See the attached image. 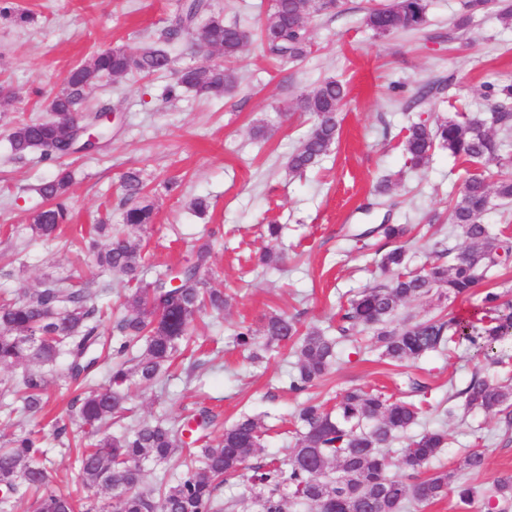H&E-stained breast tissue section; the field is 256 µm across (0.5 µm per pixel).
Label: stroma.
I'll return each instance as SVG.
<instances>
[{
	"label": "stroma",
	"mask_w": 512,
	"mask_h": 512,
	"mask_svg": "<svg viewBox=\"0 0 512 512\" xmlns=\"http://www.w3.org/2000/svg\"><path fill=\"white\" fill-rule=\"evenodd\" d=\"M379 2L343 0L337 13L313 17L312 51L299 63L277 62L258 42L249 43L233 64L236 91L220 100L186 89L167 97L176 70L223 61L215 53L185 54L178 45L170 49L172 70L101 80L90 89L88 105L113 110L112 137L94 153L66 157L73 177L71 221L56 237L32 241L25 227L44 208L38 188L53 177L56 165L37 152L21 159L12 155L9 129L22 120L48 118L47 101L73 66L105 49L136 51L158 37L177 0H14L30 20L0 18V87L13 97L0 108V293L19 297L67 274L99 303L112 306L114 316L122 315L117 279L97 270L82 238L94 224H119L122 177L140 171L146 184L141 200L153 205L154 221L129 235L141 244L146 264L177 267L210 244V285L232 300L223 313L196 316L194 351L179 359L169 379L133 390L135 410L179 425L206 408L219 431L241 413L258 414L265 424L264 459H284L295 443L292 415L302 401L286 382L295 357L286 347L251 360L233 342L237 327L260 333L271 314L281 313L301 327L326 328L341 303L382 278L373 264L380 240L364 237V230L412 225V263L421 267L439 240L466 245L461 234L442 233L448 201L463 179L476 172L496 179L495 163L469 165L439 148L424 168L411 169L401 141L411 123L487 112V87L512 83V25L502 23L492 7L460 28L463 0H428L423 29L376 37L364 16ZM327 78L342 80L348 91L337 114L336 143L319 165L289 173L288 156L310 124L297 109L299 97ZM426 84L433 92L417 97ZM260 125L267 126V138L254 137ZM386 176L392 189L378 194ZM171 179L180 184L173 193L164 188ZM199 196L210 203L203 216L190 209ZM270 224L283 225L279 240L267 237ZM265 249L285 254V263L258 265ZM476 304L473 298L409 301L399 315L411 321L463 316ZM493 371L464 346L398 365L370 352L341 358L310 394L331 407L337 394L355 385L399 398L413 378L427 386L426 401L435 406L472 376ZM48 397L45 410L23 426L50 437V487L76 489L74 452L51 438L71 399L69 383L51 379ZM442 427L448 443L438 466L456 469L477 448L485 465L471 475L473 485L483 489L512 476V434L504 433L496 416L458 410Z\"/></svg>",
	"instance_id": "obj_1"
}]
</instances>
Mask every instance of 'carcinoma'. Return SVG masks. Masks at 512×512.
Segmentation results:
<instances>
[{
  "instance_id": "obj_1",
  "label": "carcinoma",
  "mask_w": 512,
  "mask_h": 512,
  "mask_svg": "<svg viewBox=\"0 0 512 512\" xmlns=\"http://www.w3.org/2000/svg\"><path fill=\"white\" fill-rule=\"evenodd\" d=\"M341 0H272L260 22L258 39L281 62L304 59L311 52L309 20L330 14ZM426 0H390L367 10L364 22L376 37L397 31H415L427 22ZM0 18L26 23L29 16L16 10L12 0H0ZM250 41V33L211 10L209 0H179L171 24L158 41L136 52L105 50L73 67L63 87L48 102L51 118L26 120L9 129L12 153L22 158L39 151L43 159L58 163L55 175L39 192L47 201L25 230L32 240L49 239L70 219L67 202L69 171L55 156L66 128L84 121L94 125L99 113L85 109L88 90L105 77L150 76L171 68L167 45L181 43L193 53L206 46L224 57V64L186 67L177 71L175 93L184 88L206 98H220L237 88L229 63L238 59ZM347 95L345 84L329 78L301 94L298 109L313 117L288 159V170L301 173L328 155L336 141L337 112ZM512 133V84L498 88L490 116L466 112L430 126L415 122L406 128L403 149L410 164L428 163L437 148L472 163L494 162L497 181L481 174L468 176L448 206V221L468 241L459 253L435 244L437 260L422 270L410 268L405 238L407 224H380L360 233L377 234L385 241L377 266L388 280L358 292L339 312L336 335L318 327L302 331L283 314L267 319L263 337L242 327L234 336L237 346L253 360L259 352L291 344L297 357L288 375V390L304 393L316 386L339 361V347L349 343L360 350L358 335L370 332V347L394 363L415 361L428 353H444L453 345L466 344L475 354L499 366L493 357L496 345L512 337V299L487 290L481 297L483 314L470 317H432L401 322L398 310L408 300L434 296L469 297L489 270L512 255V238L496 233L484 217L498 199L512 201V156L503 154L504 138ZM122 222L142 227L153 221V208L140 202L144 189L139 172L124 174ZM86 249L102 271L124 284L126 313L112 327V341L104 339L100 326L107 311L69 277L51 279L15 300L0 303V367L22 372L4 381L5 392L19 405H7V416L32 417L46 404L48 375L63 365L72 384L85 383L105 347L112 348V367L106 384L88 387L76 395L67 419L56 428V437L68 426L80 429L88 441L78 449L75 466L81 485L102 491L105 499L83 507L73 494L48 484L45 436L39 429L26 430L0 448V512H13L14 503L34 497L36 512H228L236 501H224L220 487L232 477L242 478L254 494L257 512H285V505H309L315 512H405L418 510L453 489L459 504L469 506L477 491L456 472L439 470L419 477L420 470L436 458L447 435L440 429L408 431L421 418L412 397L425 391L414 381L411 399H391L377 389L354 386L340 394L336 412L312 399L302 403L294 416L300 430L284 461L258 462L264 448L260 418L244 414L223 432L207 438L215 415L207 409L194 415L196 429L176 428L159 418H138L119 435L103 432L114 418L130 412L133 387L151 388L167 375L178 353L190 341V325L205 307L221 313L228 305L224 292L209 287L211 248L201 247L195 260L169 268L151 282L144 281L145 262L140 244L127 236L112 235V225L95 224ZM177 280L176 288L171 282ZM453 398L467 411L480 410L500 417L512 427V383L508 378L473 376ZM181 470L173 480L162 479L143 487L144 464ZM484 456L477 450L465 454L459 469L478 472ZM402 470L397 474L393 468ZM485 494L512 499V477L494 483Z\"/></svg>"
}]
</instances>
